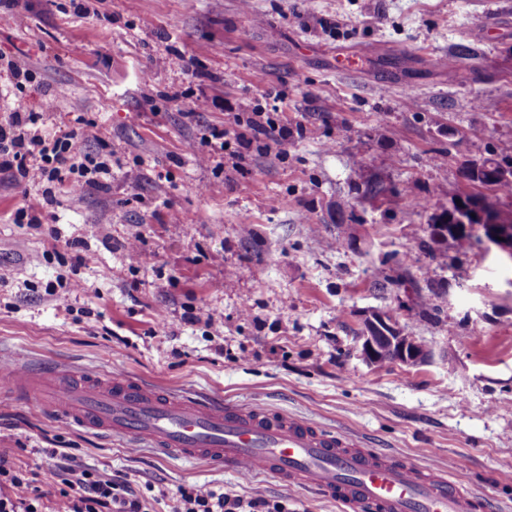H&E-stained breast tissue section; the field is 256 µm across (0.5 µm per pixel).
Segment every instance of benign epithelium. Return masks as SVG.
<instances>
[{
    "instance_id": "benign-epithelium-1",
    "label": "benign epithelium",
    "mask_w": 512,
    "mask_h": 512,
    "mask_svg": "<svg viewBox=\"0 0 512 512\" xmlns=\"http://www.w3.org/2000/svg\"><path fill=\"white\" fill-rule=\"evenodd\" d=\"M485 212L495 223L494 230L486 237L489 245L495 246L507 256L512 255V204L501 200L493 193L479 197ZM361 351L371 363L379 361L388 350L395 353L394 362L415 365L426 359L429 350L415 337L405 333L399 323L388 315L373 313L365 317L360 329Z\"/></svg>"
}]
</instances>
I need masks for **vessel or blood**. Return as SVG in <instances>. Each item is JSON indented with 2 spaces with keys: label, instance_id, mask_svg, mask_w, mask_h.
<instances>
[{
  "label": "vessel or blood",
  "instance_id": "1",
  "mask_svg": "<svg viewBox=\"0 0 512 512\" xmlns=\"http://www.w3.org/2000/svg\"><path fill=\"white\" fill-rule=\"evenodd\" d=\"M24 403L88 432L147 444L162 454L243 474L259 471L311 489L344 512H494L491 497L461 487L444 470L365 447L263 405H241L146 388L129 376L23 368L0 371Z\"/></svg>",
  "mask_w": 512,
  "mask_h": 512
}]
</instances>
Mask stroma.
<instances>
[{"label": "stroma", "instance_id": "1", "mask_svg": "<svg viewBox=\"0 0 512 512\" xmlns=\"http://www.w3.org/2000/svg\"><path fill=\"white\" fill-rule=\"evenodd\" d=\"M84 2L78 15L71 0H0V60L31 73H0L9 106L43 113L46 138L73 129L84 152L112 153L111 174L81 191L0 172V364L265 404L449 468L512 512V260L451 242L431 259L428 216L406 204L445 207L463 163L512 161V0ZM467 41L473 59L449 63ZM254 112L292 136L230 158L236 143L211 130ZM374 177L390 192L363 199ZM22 207L41 229L16 223ZM134 243L147 263L129 261ZM383 272L396 284L376 287ZM370 313L395 317L429 357L365 362ZM62 452L126 473L152 512L190 485L341 512L262 473L68 428L0 386V455L30 480L20 496L54 505Z\"/></svg>", "mask_w": 512, "mask_h": 512}]
</instances>
